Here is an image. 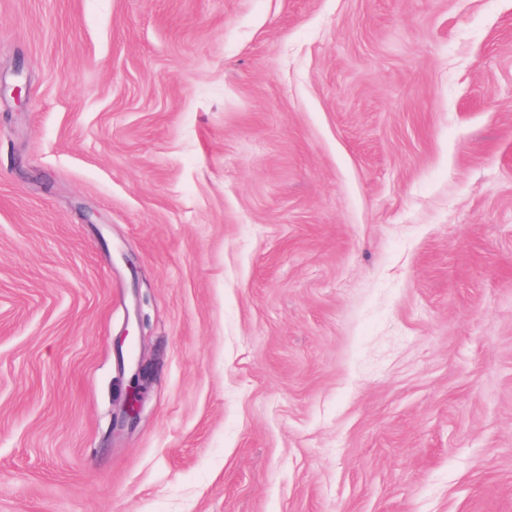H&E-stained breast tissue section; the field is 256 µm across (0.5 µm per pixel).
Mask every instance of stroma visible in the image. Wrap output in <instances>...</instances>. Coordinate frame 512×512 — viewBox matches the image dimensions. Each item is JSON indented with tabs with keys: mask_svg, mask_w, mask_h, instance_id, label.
<instances>
[{
	"mask_svg": "<svg viewBox=\"0 0 512 512\" xmlns=\"http://www.w3.org/2000/svg\"><path fill=\"white\" fill-rule=\"evenodd\" d=\"M0 512H512V0H0ZM130 377L122 398L120 411L112 415V431L115 428H134L141 417L145 395L151 383V366L140 358L130 356L127 362Z\"/></svg>",
	"mask_w": 512,
	"mask_h": 512,
	"instance_id": "1",
	"label": "stroma"
}]
</instances>
